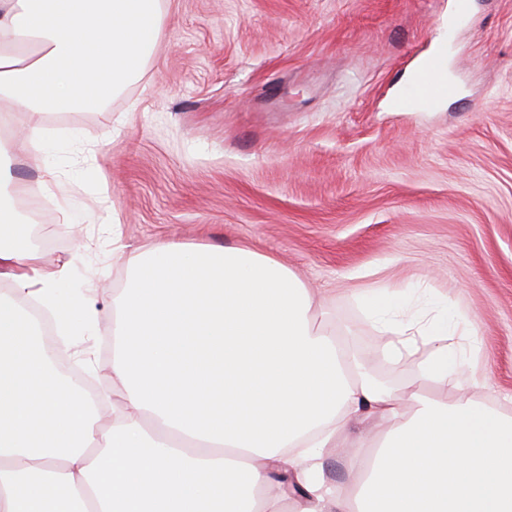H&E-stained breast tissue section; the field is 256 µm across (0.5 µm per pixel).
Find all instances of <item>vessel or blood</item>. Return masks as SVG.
Wrapping results in <instances>:
<instances>
[{
	"mask_svg": "<svg viewBox=\"0 0 512 512\" xmlns=\"http://www.w3.org/2000/svg\"><path fill=\"white\" fill-rule=\"evenodd\" d=\"M457 85L448 78V55L446 49H438L434 56L420 64L412 80L394 99L392 107L397 112L412 110L414 105L429 106L455 97Z\"/></svg>",
	"mask_w": 512,
	"mask_h": 512,
	"instance_id": "1",
	"label": "vessel or blood"
}]
</instances>
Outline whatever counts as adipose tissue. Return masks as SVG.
Returning <instances> with one entry per match:
<instances>
[{
    "label": "adipose tissue",
    "instance_id": "adipose-tissue-1",
    "mask_svg": "<svg viewBox=\"0 0 512 512\" xmlns=\"http://www.w3.org/2000/svg\"><path fill=\"white\" fill-rule=\"evenodd\" d=\"M163 3L0 0V124L21 129L0 135V512H512V416L474 395L458 342L477 326L399 289L360 300L380 356L415 378L404 392L360 367L277 259L167 241L140 255L117 301L111 426L57 370L67 348L44 345L31 305L60 336H94L102 294L68 287L30 248L13 164L40 167L44 196L71 215L44 117L105 108L142 78ZM358 426L374 458L349 455L348 480L328 479L326 452Z\"/></svg>",
    "mask_w": 512,
    "mask_h": 512
}]
</instances>
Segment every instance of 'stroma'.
<instances>
[{
    "label": "stroma",
    "instance_id": "stroma-1",
    "mask_svg": "<svg viewBox=\"0 0 512 512\" xmlns=\"http://www.w3.org/2000/svg\"><path fill=\"white\" fill-rule=\"evenodd\" d=\"M168 0L142 80L103 110L46 121L96 152L86 194L98 223L70 234L49 206L37 249L68 263L72 286L101 289V331L57 359L101 383L109 425L121 393L103 341L112 298L159 241L244 246L274 256L344 327L390 387L410 373L377 358L356 297L416 288L474 319L468 371L512 415V0ZM448 49L457 97L395 112L416 65ZM118 235L121 258L112 255Z\"/></svg>",
    "mask_w": 512,
    "mask_h": 512
}]
</instances>
